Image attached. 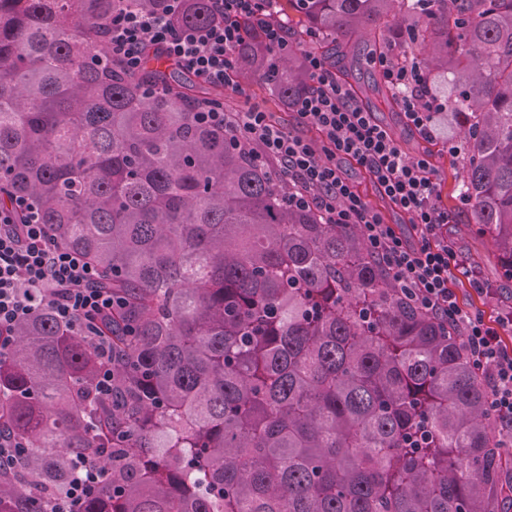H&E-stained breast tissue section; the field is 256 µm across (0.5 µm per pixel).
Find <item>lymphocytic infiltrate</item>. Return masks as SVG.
Here are the masks:
<instances>
[{
	"label": "lymphocytic infiltrate",
	"mask_w": 512,
	"mask_h": 512,
	"mask_svg": "<svg viewBox=\"0 0 512 512\" xmlns=\"http://www.w3.org/2000/svg\"><path fill=\"white\" fill-rule=\"evenodd\" d=\"M210 8L215 21L204 28H176L168 15L122 9L107 26L106 55L135 73L151 47L203 82L241 92L234 54L246 27L270 46L285 43L287 34L269 18L267 0H210ZM304 63L313 85L286 105L298 131L257 107L229 113L208 102L194 105L197 121L224 131L229 145H251L257 165L279 167L294 186L289 200L295 208L317 211L331 224L356 225L370 256L385 265L405 299L455 325L462 351L485 382L499 442L507 444L512 439V346L504 336L512 333V304L449 237L448 226L457 216L437 202L438 171L429 156L404 152L320 56L305 52ZM375 66L400 93L407 126L422 140L434 141L436 122L447 106L434 93L430 74L417 64H396L389 53L380 55ZM304 127L315 130L318 140L301 135ZM347 161L405 216L407 228L385 222L346 174ZM105 278L80 252L56 240L35 198L15 197L0 210V352L9 347L19 320L48 305L62 324L96 344L100 367L93 392L99 401L111 402L115 357L100 326L125 300L105 285ZM460 285L494 308L495 318L465 307L456 292ZM70 465L74 476L54 497L53 512H76V503L95 496L105 477L86 456L71 457Z\"/></svg>",
	"instance_id": "obj_1"
}]
</instances>
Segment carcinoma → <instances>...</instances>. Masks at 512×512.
I'll use <instances>...</instances> for the list:
<instances>
[{
    "instance_id": "cac0c4a2",
    "label": "carcinoma",
    "mask_w": 512,
    "mask_h": 512,
    "mask_svg": "<svg viewBox=\"0 0 512 512\" xmlns=\"http://www.w3.org/2000/svg\"><path fill=\"white\" fill-rule=\"evenodd\" d=\"M288 0L320 34L287 29L369 97L346 60L365 44L452 75L458 171L473 232L512 281V0ZM170 0H0V209L39 201L63 245L112 273L125 308L102 328L118 400L92 396V342L47 305L0 353V428L22 461L0 506L50 497L92 451L109 469L77 512H497L501 474L485 385L452 325L411 307L352 224L288 208L291 186L252 163L192 104L224 91L149 47L140 71L104 64L124 6ZM178 26L213 22L187 0ZM236 70L283 104L312 79L300 52L260 45ZM157 86L150 99L142 86ZM381 103L400 109L377 78Z\"/></svg>"
}]
</instances>
